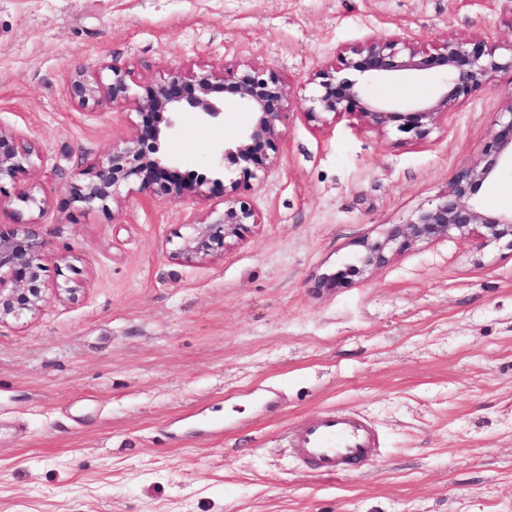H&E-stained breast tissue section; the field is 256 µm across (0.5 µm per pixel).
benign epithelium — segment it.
<instances>
[{
  "mask_svg": "<svg viewBox=\"0 0 512 512\" xmlns=\"http://www.w3.org/2000/svg\"><path fill=\"white\" fill-rule=\"evenodd\" d=\"M103 64L85 66L70 82V96L84 105L107 98L115 105L129 101L121 71L111 66L112 79L104 83ZM512 69V42L503 44L481 35L450 36L432 49L418 38L370 35L340 64L318 69L312 106L306 116L320 122L325 114L359 112L378 131L392 129L405 140L423 143L434 129L448 123L455 108L473 92L493 87L495 74ZM430 70L437 76L434 95L425 100L370 97L374 84L396 79L404 71ZM232 98L251 112V124L231 142L212 147L222 163L242 167L283 137L292 107L289 86L271 69L236 65L186 73L169 71L163 81L147 86L146 96L136 102L142 123L135 133L112 146V152L85 166L86 179L72 187V199L88 208H107L120 197V187L130 182L147 202L185 195L188 186L177 176L181 161L166 153L167 144L181 125L193 120L209 123L224 114V99ZM35 147L24 132L0 128V190L34 165ZM512 164V102L497 113L493 130L476 158L453 173L447 189L419 208L402 224H390L381 236L364 237L344 267L320 278L322 288L339 287L352 275L381 269L399 253L418 242L456 236L472 243L478 252L506 246L512 250V210L492 212L483 204L481 190L497 173ZM224 196V211L193 212L172 256L192 262L224 250L226 238L239 236L257 223L254 205L239 194L240 180H203ZM44 242L38 223L16 221L0 228V323L20 320L40 309L48 288L43 278Z\"/></svg>",
  "mask_w": 512,
  "mask_h": 512,
  "instance_id": "7a95c632",
  "label": "benign epithelium"
}]
</instances>
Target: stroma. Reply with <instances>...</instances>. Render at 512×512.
Listing matches in <instances>:
<instances>
[{
    "instance_id": "35a3bbf8",
    "label": "stroma",
    "mask_w": 512,
    "mask_h": 512,
    "mask_svg": "<svg viewBox=\"0 0 512 512\" xmlns=\"http://www.w3.org/2000/svg\"><path fill=\"white\" fill-rule=\"evenodd\" d=\"M373 34L507 41L512 0H0V126L38 153L18 186L52 199L46 283L83 289L0 324V512H512V250L452 236L318 285L446 190L512 103L504 70L422 144L356 113L309 120L310 75ZM96 60L122 71L129 103L71 99ZM228 64L275 71L297 101L241 187L257 224L185 263L172 251L188 213L223 210L221 194L71 201L148 84ZM433 82L408 71L373 93ZM251 121L228 99L222 121L185 122L167 145L184 182L214 178L211 145ZM328 410L377 429L367 473L298 465L291 433Z\"/></svg>"
}]
</instances>
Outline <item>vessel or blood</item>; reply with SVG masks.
Segmentation results:
<instances>
[{
  "label": "vessel or blood",
  "instance_id": "1",
  "mask_svg": "<svg viewBox=\"0 0 512 512\" xmlns=\"http://www.w3.org/2000/svg\"><path fill=\"white\" fill-rule=\"evenodd\" d=\"M307 473L343 478L366 470L380 456L379 436L362 415L326 411L305 421L292 436Z\"/></svg>",
  "mask_w": 512,
  "mask_h": 512
}]
</instances>
